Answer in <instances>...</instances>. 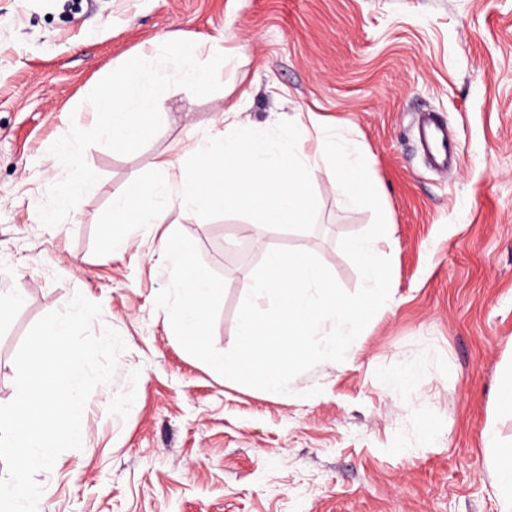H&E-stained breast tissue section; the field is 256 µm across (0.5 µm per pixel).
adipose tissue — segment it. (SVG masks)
Segmentation results:
<instances>
[{
	"label": "adipose tissue",
	"instance_id": "1",
	"mask_svg": "<svg viewBox=\"0 0 512 512\" xmlns=\"http://www.w3.org/2000/svg\"><path fill=\"white\" fill-rule=\"evenodd\" d=\"M240 110V104H229L217 119L218 129L195 139L192 150L203 157L202 165L190 167L168 156L157 168L165 175L173 173V181L127 183L112 198L113 224H163L172 213L189 214L201 202L215 210L254 212L267 224L306 223L305 189L314 170V153L294 129L281 130L272 139L239 122ZM318 146L334 155V176L343 194L352 202L380 209L361 149L350 151L323 137ZM500 416H512V380L503 384L482 430L498 512H512V445L500 437Z\"/></svg>",
	"mask_w": 512,
	"mask_h": 512
}]
</instances>
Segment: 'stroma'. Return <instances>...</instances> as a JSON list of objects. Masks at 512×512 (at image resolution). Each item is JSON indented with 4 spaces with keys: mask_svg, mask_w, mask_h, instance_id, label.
I'll use <instances>...</instances> for the list:
<instances>
[{
    "mask_svg": "<svg viewBox=\"0 0 512 512\" xmlns=\"http://www.w3.org/2000/svg\"><path fill=\"white\" fill-rule=\"evenodd\" d=\"M218 38L220 91L168 89L160 131L133 154L89 147L98 181L43 226L38 207L66 174L49 148L92 127L94 86L165 42ZM228 98L261 134L321 127L362 147L389 215L387 303L347 360L275 397L176 339L155 305L167 225H128V248L108 246L113 192L157 180L158 158L188 149ZM427 111L459 143L445 173L417 150ZM328 164L309 182L308 223L204 204L177 219L225 280L219 351L234 344L263 245L312 252L345 290L360 287L339 240L373 214L348 203ZM0 293L24 296L0 323V404L16 394L27 332L75 294L101 305L94 331L126 345L85 405L81 449L36 475L38 512H497L481 432L512 367V0H0Z\"/></svg>",
    "mask_w": 512,
    "mask_h": 512,
    "instance_id": "35a3bbf8",
    "label": "stroma"
}]
</instances>
